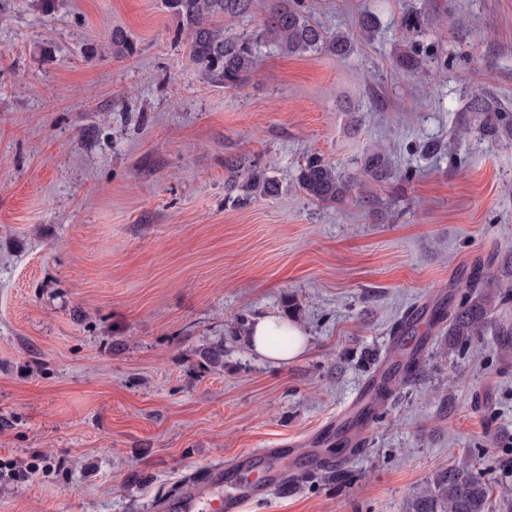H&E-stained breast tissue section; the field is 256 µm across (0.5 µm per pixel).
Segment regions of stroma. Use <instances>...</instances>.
Masks as SVG:
<instances>
[{
    "label": "stroma",
    "instance_id": "obj_1",
    "mask_svg": "<svg viewBox=\"0 0 512 512\" xmlns=\"http://www.w3.org/2000/svg\"><path fill=\"white\" fill-rule=\"evenodd\" d=\"M306 4L353 34L352 54L266 44L228 89L162 0H0V512H161L217 464L313 447L393 325L459 301L480 261L491 324L512 323V0ZM116 29L133 54H113ZM379 148L383 182L363 171ZM313 154L352 182L334 203L296 185ZM232 162L265 167L280 194L229 202ZM289 301L308 348L274 366L234 330ZM418 331L417 378L341 477L244 512H403L464 454L490 512H512V356L490 331L461 349ZM216 343L223 366L202 367Z\"/></svg>",
    "mask_w": 512,
    "mask_h": 512
}]
</instances>
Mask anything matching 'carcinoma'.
Returning a JSON list of instances; mask_svg holds the SVG:
<instances>
[{"label": "carcinoma", "instance_id": "1", "mask_svg": "<svg viewBox=\"0 0 512 512\" xmlns=\"http://www.w3.org/2000/svg\"><path fill=\"white\" fill-rule=\"evenodd\" d=\"M252 0H163L164 7L175 17L178 31L186 34L192 58L204 78L233 88L239 86L256 69L257 48L275 43L286 54L326 51L338 58L353 50L351 38L343 33L328 34L312 22L302 10L300 0H271L267 22L251 31L239 32L224 24L246 14ZM112 50L129 55L133 45L120 30L112 31ZM392 163L383 151L370 153L364 171L376 181L391 175ZM228 193L239 192L237 201L273 196L279 193L278 180L266 170L253 166L241 173L229 168ZM297 186L314 202H334L350 189V183L332 164L311 155L299 166ZM483 287L481 271L466 284L467 292L459 304L443 312H431L435 323L448 322V336L459 346H466L481 336L489 320L485 299L478 293ZM201 364L224 365V345L215 344L201 351ZM405 512H488V485L475 470L473 460L463 455L448 467L436 471L423 485L415 488L406 500Z\"/></svg>", "mask_w": 512, "mask_h": 512}]
</instances>
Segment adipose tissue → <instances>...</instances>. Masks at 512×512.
I'll return each mask as SVG.
<instances>
[{
	"instance_id": "1",
	"label": "adipose tissue",
	"mask_w": 512,
	"mask_h": 512,
	"mask_svg": "<svg viewBox=\"0 0 512 512\" xmlns=\"http://www.w3.org/2000/svg\"><path fill=\"white\" fill-rule=\"evenodd\" d=\"M288 339L287 346L277 344V337ZM250 345L257 354L279 364L294 359L306 347V333L296 320L269 312L253 320L249 327Z\"/></svg>"
}]
</instances>
